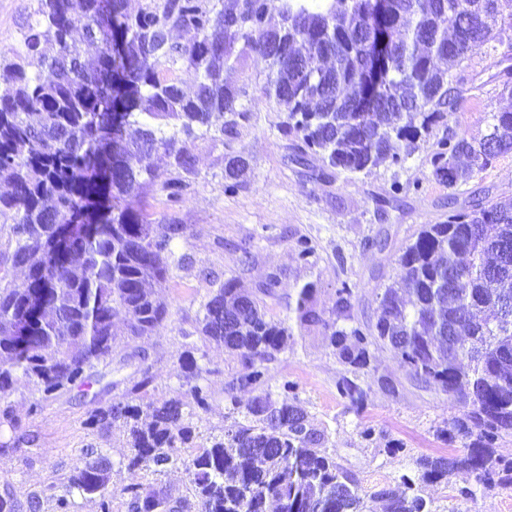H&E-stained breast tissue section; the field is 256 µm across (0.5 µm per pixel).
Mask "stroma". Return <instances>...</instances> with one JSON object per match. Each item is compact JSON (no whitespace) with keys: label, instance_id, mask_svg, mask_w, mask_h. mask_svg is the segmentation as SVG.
<instances>
[{"label":"stroma","instance_id":"35a3bbf8","mask_svg":"<svg viewBox=\"0 0 512 512\" xmlns=\"http://www.w3.org/2000/svg\"><path fill=\"white\" fill-rule=\"evenodd\" d=\"M37 8L38 0H0V53L7 55L18 47L20 33ZM265 70V62L251 55L242 70L233 74V82L248 90L250 118L240 122L232 145L218 137L197 142L196 174L184 201L171 206L160 194L146 199L154 222L185 226L186 235L177 241L175 250L189 255L193 264L159 290L172 312L167 326L133 344L123 338L117 341L112 377L126 384L138 378L140 369H150L155 377L152 395L159 399L181 392L174 370L183 336L193 332L200 303L210 287L202 272H211L221 281L236 279L247 290L268 274H278L276 295L267 301V312L275 319L289 316L290 305L308 282L317 288L315 306L331 313L336 291L346 280L355 286L352 314L366 321L376 316L380 284L399 272L397 258L402 248L415 239L422 225L447 219L449 195L464 200L488 187L494 195L512 196V154L451 190L431 174L435 143L431 137L420 142L403 166L383 163L367 173H338L326 182L313 180L307 168L291 160L288 142L279 132L283 113L258 98ZM493 73L488 57L478 54L469 61L468 81L456 111L448 117L449 130L471 138L486 133L490 116L503 105ZM231 148L248 162L234 194L224 191V156ZM396 183L407 186L409 192L392 204L388 196ZM382 231L389 235L383 250L372 244ZM302 237L315 247L306 263L298 260L295 250ZM245 245L252 252L248 261L242 258ZM136 349L143 351V358L133 357ZM204 353L210 370L208 418L219 426L224 422V385L245 375L246 368L223 347L210 344ZM346 373L320 329L295 325L287 348L272 365L269 387L278 394L283 383L292 384L293 396L316 425L326 428L329 447L335 448L365 489L413 474L419 456L448 452L437 430L458 415L457 403L435 388L411 384L393 352L373 351L369 369L358 373L357 382L365 393L362 404H351L338 393L336 382ZM384 377L397 383L396 392L381 387ZM96 395L105 401L111 398L101 384L76 386L48 398L42 410L33 414L29 411L31 386L23 381L15 386L10 396L15 412L38 436L37 445L24 453L0 455V474L13 481L19 498L59 485L62 475L80 465L86 445L101 448L112 461H120L119 431L101 435L81 424ZM366 429L371 430V438H363ZM396 442L402 445L397 452L391 449ZM470 482L461 473L450 483L426 486L425 494L437 505L454 507L455 512H512V490L477 501L457 498L458 488Z\"/></svg>","mask_w":512,"mask_h":512}]
</instances>
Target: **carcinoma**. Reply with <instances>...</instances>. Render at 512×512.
Returning <instances> with one entry per match:
<instances>
[{
	"instance_id": "obj_1",
	"label": "carcinoma",
	"mask_w": 512,
	"mask_h": 512,
	"mask_svg": "<svg viewBox=\"0 0 512 512\" xmlns=\"http://www.w3.org/2000/svg\"><path fill=\"white\" fill-rule=\"evenodd\" d=\"M40 0L14 59L0 61V425L15 443L38 435L23 426L9 397L25 380L50 395L100 381L112 364L116 322L132 339L152 336L170 319L168 304L146 288L189 264L174 242L186 227L159 225L131 205L148 188L176 205L196 175L194 142L217 128L233 141L248 119L244 88L224 81L247 53L268 62L260 98L286 114L280 132L292 161L319 166L311 178L367 172L383 160L404 164L418 141L448 127L457 110L464 63L493 57L494 78L512 95V0H388L392 46L375 74L363 32L375 0ZM196 75L192 92L176 80ZM479 139L443 132L430 164L438 182L454 188L512 154V109L495 112ZM164 153L175 174L156 172ZM245 158L230 151L224 191L238 189ZM398 279L382 285L373 321L339 327L313 306L314 285L299 292L302 326L319 325L340 362L355 370L369 348L388 349L407 379L434 385L460 404L440 432L461 452L422 456L417 476L403 475L372 493L327 447L296 399L274 398L270 364L290 336L282 320L267 317L277 275L243 292L230 278L208 289L197 318V340L184 345L177 376L187 398L147 400L149 369L112 400L91 406L83 425L96 432L118 427L128 471L160 475L179 465L187 495L174 497L140 483L112 482L114 464L101 449H82L83 461L63 478L57 512L69 496L98 500L100 512H438L418 493L460 471L475 500L512 489V461L496 441L512 435V197L490 190L458 201L448 196V220L424 224L398 259ZM21 269L17 280L10 272ZM353 288L342 282L334 313L352 320ZM216 343L240 357L249 373L229 382L230 413L221 429L204 426L210 370L195 353ZM260 391L240 405L239 387ZM353 403L364 392L351 378L337 382ZM182 448L199 452L183 457ZM0 512H44V497L26 502L0 477Z\"/></svg>"
}]
</instances>
